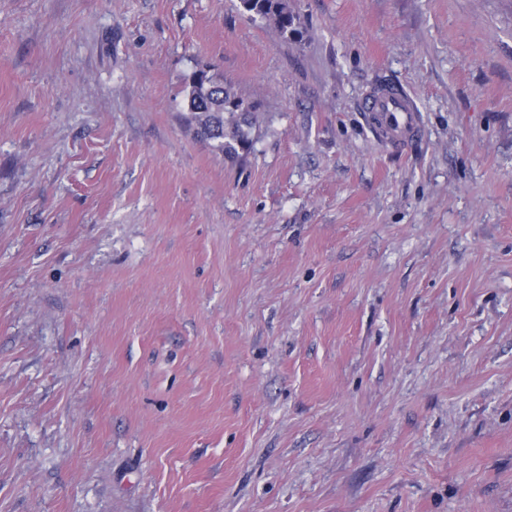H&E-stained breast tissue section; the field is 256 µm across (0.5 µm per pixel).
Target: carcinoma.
I'll list each match as a JSON object with an SVG mask.
<instances>
[{
    "label": "carcinoma",
    "instance_id": "obj_1",
    "mask_svg": "<svg viewBox=\"0 0 512 512\" xmlns=\"http://www.w3.org/2000/svg\"><path fill=\"white\" fill-rule=\"evenodd\" d=\"M242 5L246 11L271 21L281 34L297 33V17L288 6V0H242ZM221 97L228 103L235 94L221 82L209 85L206 80L191 76L185 88V119L195 135L215 152L236 157L239 150L252 143V122L247 118H225L223 105L215 103Z\"/></svg>",
    "mask_w": 512,
    "mask_h": 512
}]
</instances>
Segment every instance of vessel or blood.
Masks as SVG:
<instances>
[{"label": "vessel or blood", "instance_id": "obj_1", "mask_svg": "<svg viewBox=\"0 0 512 512\" xmlns=\"http://www.w3.org/2000/svg\"><path fill=\"white\" fill-rule=\"evenodd\" d=\"M361 110L384 140L398 143L419 132V114L413 99L401 88L375 85L363 99Z\"/></svg>", "mask_w": 512, "mask_h": 512}]
</instances>
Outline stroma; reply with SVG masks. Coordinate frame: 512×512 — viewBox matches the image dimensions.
Instances as JSON below:
<instances>
[{
    "instance_id": "1",
    "label": "stroma",
    "mask_w": 512,
    "mask_h": 512,
    "mask_svg": "<svg viewBox=\"0 0 512 512\" xmlns=\"http://www.w3.org/2000/svg\"><path fill=\"white\" fill-rule=\"evenodd\" d=\"M288 4L0 0V512H512V0ZM244 9L273 23L286 37L297 33V17L288 6V0H242ZM198 71L192 74L185 88L186 122L195 135L206 141L215 152L236 157L239 149H247L252 143V122L247 118H235L234 112H230L228 121L223 104L214 102L224 95V103H229L236 95L221 82H212L214 88L207 91L209 85L206 81L211 82L212 76L208 72L205 80H199L196 78ZM361 112L374 130L390 143H400L419 132V114L413 99L401 88L375 85L363 99Z\"/></svg>"
}]
</instances>
